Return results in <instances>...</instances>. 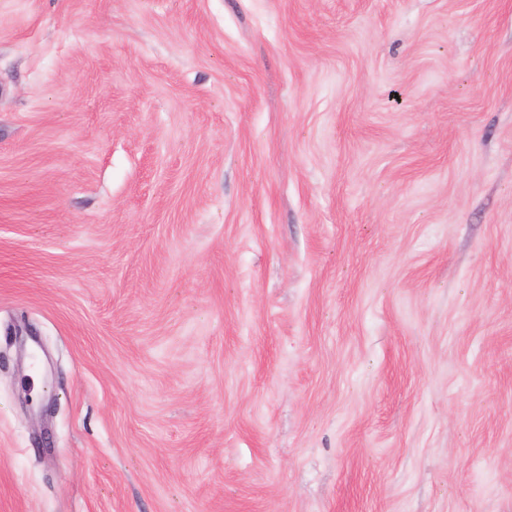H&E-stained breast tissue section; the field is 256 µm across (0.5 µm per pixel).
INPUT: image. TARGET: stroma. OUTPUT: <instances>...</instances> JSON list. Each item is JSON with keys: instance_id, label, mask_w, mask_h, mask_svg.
<instances>
[{"instance_id": "obj_1", "label": "stroma", "mask_w": 512, "mask_h": 512, "mask_svg": "<svg viewBox=\"0 0 512 512\" xmlns=\"http://www.w3.org/2000/svg\"><path fill=\"white\" fill-rule=\"evenodd\" d=\"M0 512H512V0H0Z\"/></svg>"}]
</instances>
